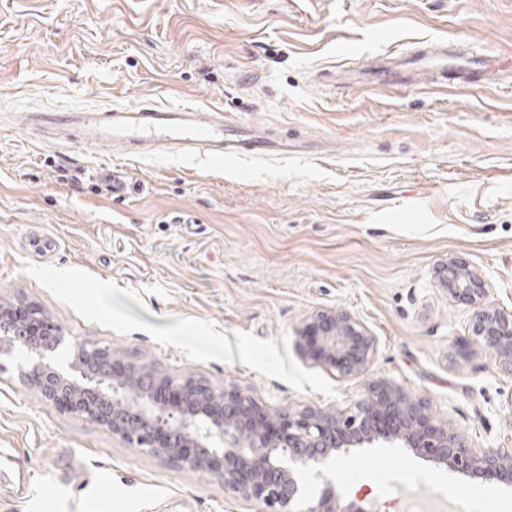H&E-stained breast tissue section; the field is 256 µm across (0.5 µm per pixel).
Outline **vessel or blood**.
Returning <instances> with one entry per match:
<instances>
[{"label": "vessel or blood", "instance_id": "b4317fda", "mask_svg": "<svg viewBox=\"0 0 512 512\" xmlns=\"http://www.w3.org/2000/svg\"><path fill=\"white\" fill-rule=\"evenodd\" d=\"M476 66L471 56L436 40L422 43L415 58L387 55L373 76L378 85L402 87L417 71L428 75L429 86L449 88ZM24 126L29 134L87 152L118 147L128 158L167 153L231 161L305 151L304 144L279 138L265 127L242 124L225 116L222 109L191 103L140 101L119 107L40 110L27 113Z\"/></svg>", "mask_w": 512, "mask_h": 512}]
</instances>
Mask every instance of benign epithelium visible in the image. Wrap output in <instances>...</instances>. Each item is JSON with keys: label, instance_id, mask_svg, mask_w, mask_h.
<instances>
[{"label": "benign epithelium", "instance_id": "1", "mask_svg": "<svg viewBox=\"0 0 512 512\" xmlns=\"http://www.w3.org/2000/svg\"><path fill=\"white\" fill-rule=\"evenodd\" d=\"M448 296L474 306L472 335L512 367V312L489 300L475 271L453 258L435 271ZM65 336L33 309L0 308V357L22 349V376L54 407L93 421L128 445L183 469L215 476L224 488L262 505L260 512H371L365 496L348 498L329 481L304 496L297 471H322L335 453L378 441L411 449L452 469L512 485V453L476 452L436 420L429 402L380 379L347 407L279 408L230 383L216 389L193 376L175 378L125 363L103 348L71 350V372L54 353ZM300 357L341 377L368 371L377 350L371 330L343 309L320 310L300 330Z\"/></svg>", "mask_w": 512, "mask_h": 512}]
</instances>
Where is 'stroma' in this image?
Returning <instances> with one entry per match:
<instances>
[{
	"instance_id": "1",
	"label": "stroma",
	"mask_w": 512,
	"mask_h": 512,
	"mask_svg": "<svg viewBox=\"0 0 512 512\" xmlns=\"http://www.w3.org/2000/svg\"><path fill=\"white\" fill-rule=\"evenodd\" d=\"M446 39L503 83L402 89L345 72ZM508 47L512 0H0V305L39 308L70 343L280 407L342 409L384 378L468 447L512 450V369L478 345L461 353L473 308L434 279L454 258L512 312ZM140 100L220 107L315 149L126 159L24 128L39 108ZM107 175L124 196L95 190ZM321 309L376 337L364 375L299 357L297 333ZM25 358L0 359V512H257L213 476L49 405L21 377ZM325 472L354 496L385 501L407 483L512 512V485L408 448H353Z\"/></svg>"
}]
</instances>
